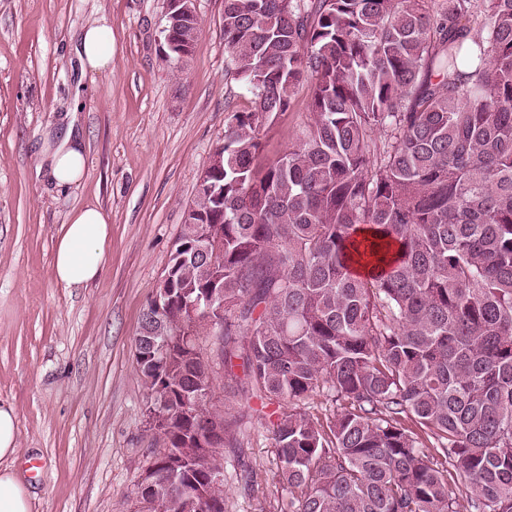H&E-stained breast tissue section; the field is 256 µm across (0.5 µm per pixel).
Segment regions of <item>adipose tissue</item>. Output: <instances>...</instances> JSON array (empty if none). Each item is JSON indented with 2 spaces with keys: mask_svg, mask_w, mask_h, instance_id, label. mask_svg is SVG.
Here are the masks:
<instances>
[{
  "mask_svg": "<svg viewBox=\"0 0 512 512\" xmlns=\"http://www.w3.org/2000/svg\"><path fill=\"white\" fill-rule=\"evenodd\" d=\"M81 71L100 72L112 64V29L105 21L88 24L75 49ZM43 161L58 187L81 182L87 172L83 140L69 136L47 143ZM108 220L103 211L88 206L73 211L54 246V277L67 288H82L99 279L105 268ZM17 448V413L0 406V512H29V494L8 462Z\"/></svg>",
  "mask_w": 512,
  "mask_h": 512,
  "instance_id": "obj_1",
  "label": "adipose tissue"
}]
</instances>
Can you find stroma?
<instances>
[{
	"label": "stroma",
	"mask_w": 512,
	"mask_h": 512,
	"mask_svg": "<svg viewBox=\"0 0 512 512\" xmlns=\"http://www.w3.org/2000/svg\"><path fill=\"white\" fill-rule=\"evenodd\" d=\"M164 0H0V404L18 417L13 467L31 512H134L159 447L134 339L224 136L226 106L248 107L225 79L224 0H198L203 32L174 72L159 58ZM112 27V66L80 73L74 47L97 19ZM311 87L262 132L268 157L307 121ZM75 123L87 174L65 190L42 172L44 133ZM109 220L106 269L84 288L53 277V248L73 210ZM241 445L224 451L229 512H275L252 499L239 463L274 466L262 413L216 388Z\"/></svg>",
	"instance_id": "35a3bbf8"
}]
</instances>
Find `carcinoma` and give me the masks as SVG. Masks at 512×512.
I'll list each match as a JSON object with an SVG mask.
<instances>
[{"label":"carcinoma","instance_id":"cac0c4a2","mask_svg":"<svg viewBox=\"0 0 512 512\" xmlns=\"http://www.w3.org/2000/svg\"><path fill=\"white\" fill-rule=\"evenodd\" d=\"M200 33L184 18L162 62ZM224 45L251 106L227 107L219 195H196L173 245L164 334L135 338L164 443L135 512H227L238 431L211 404L210 322L183 304L215 290L228 387L277 406L275 468L243 470L249 495L512 512V0H224ZM306 81L309 122L265 158ZM315 395L338 411H304Z\"/></svg>","mask_w":512,"mask_h":512}]
</instances>
